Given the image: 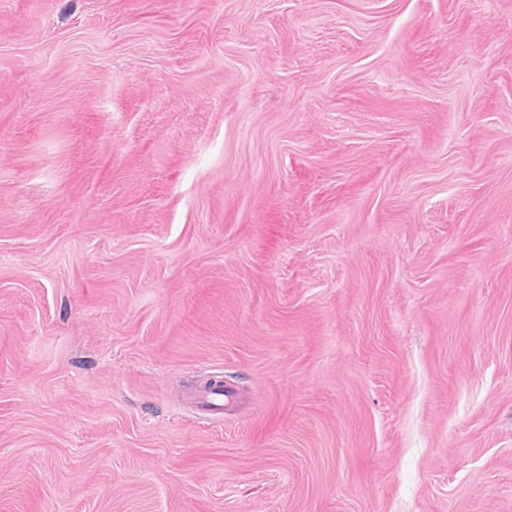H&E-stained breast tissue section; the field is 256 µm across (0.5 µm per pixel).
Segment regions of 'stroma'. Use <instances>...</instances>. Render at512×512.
Masks as SVG:
<instances>
[{"mask_svg": "<svg viewBox=\"0 0 512 512\" xmlns=\"http://www.w3.org/2000/svg\"><path fill=\"white\" fill-rule=\"evenodd\" d=\"M0 512H512V0H0ZM231 397V393L224 391V385L217 381L198 390L193 396L199 407L217 414L224 413V405Z\"/></svg>", "mask_w": 512, "mask_h": 512, "instance_id": "35a3bbf8", "label": "stroma"}]
</instances>
